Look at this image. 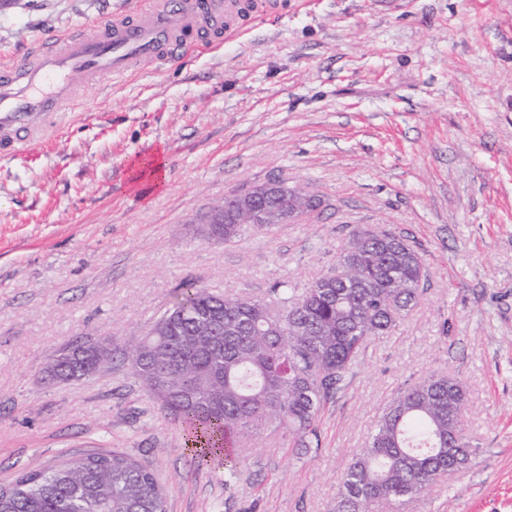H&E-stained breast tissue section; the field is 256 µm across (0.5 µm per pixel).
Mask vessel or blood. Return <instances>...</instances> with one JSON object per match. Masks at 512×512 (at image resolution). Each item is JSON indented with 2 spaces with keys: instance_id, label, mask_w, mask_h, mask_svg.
<instances>
[{
  "instance_id": "obj_1",
  "label": "vessel or blood",
  "mask_w": 512,
  "mask_h": 512,
  "mask_svg": "<svg viewBox=\"0 0 512 512\" xmlns=\"http://www.w3.org/2000/svg\"><path fill=\"white\" fill-rule=\"evenodd\" d=\"M279 7L280 0H136L123 14L41 37L0 66V157L20 155L57 127L73 105L74 76L93 86L202 45L221 47L243 35L244 19L275 15Z\"/></svg>"
}]
</instances>
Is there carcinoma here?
Masks as SVG:
<instances>
[{
  "label": "carcinoma",
  "instance_id": "obj_1",
  "mask_svg": "<svg viewBox=\"0 0 512 512\" xmlns=\"http://www.w3.org/2000/svg\"><path fill=\"white\" fill-rule=\"evenodd\" d=\"M275 214L256 222H288L296 204L285 184H264ZM215 228L231 243L248 221L226 211ZM343 278L326 274L300 298L280 289L281 309L261 299L213 293L192 282L133 348L80 353L69 346L57 378L80 381L117 361L177 421L186 450L199 462H222L234 474L242 448L282 431L293 448L319 447L326 402L346 383L362 351L416 307L427 280L422 256L390 228L352 234L336 259ZM462 383L432 375L398 392L354 453L337 494L336 512H378L427 492L472 453L461 417ZM0 512H166L153 471L119 451L92 453L19 475L0 486Z\"/></svg>",
  "mask_w": 512,
  "mask_h": 512
}]
</instances>
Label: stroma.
Returning <instances> with one entry per match:
<instances>
[{
  "label": "stroma",
  "mask_w": 512,
  "mask_h": 512,
  "mask_svg": "<svg viewBox=\"0 0 512 512\" xmlns=\"http://www.w3.org/2000/svg\"><path fill=\"white\" fill-rule=\"evenodd\" d=\"M132 0H0V63ZM213 51L118 83H75L66 123L0 158V485L60 457L119 451L166 512H334L353 453L396 392H467L473 449L404 512H512V0H282ZM163 154L143 195L135 161ZM279 179L320 209L227 245L200 220ZM418 246V305L361 353L324 407L320 448H249L201 468L128 370L51 383L57 350L144 336L186 280L273 300L333 269L359 227Z\"/></svg>",
  "instance_id": "stroma-1"
}]
</instances>
